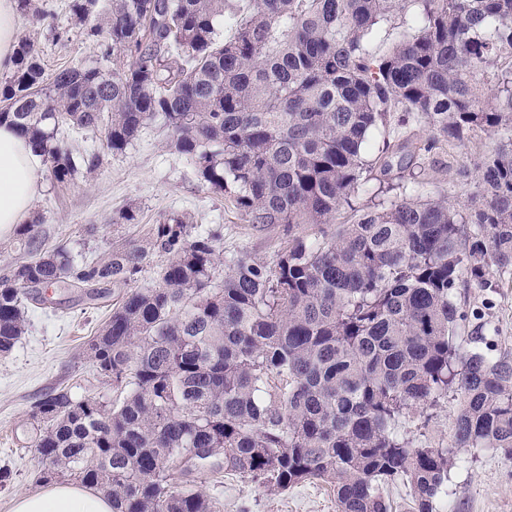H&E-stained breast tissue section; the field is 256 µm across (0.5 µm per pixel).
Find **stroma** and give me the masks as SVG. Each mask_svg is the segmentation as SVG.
<instances>
[{
    "mask_svg": "<svg viewBox=\"0 0 512 512\" xmlns=\"http://www.w3.org/2000/svg\"><path fill=\"white\" fill-rule=\"evenodd\" d=\"M68 0H37L40 16L19 15L18 32L30 36L46 72L83 63L104 69L112 62L101 48L87 42L68 13ZM495 136L478 134L465 145L437 151L428 170L432 195H460L466 179L461 172L487 152ZM133 204L142 222L128 228L113 224L120 208ZM174 212H186L198 228L213 224L224 229L225 254H245L275 262L288 237L287 225L260 228L248 224L228 202L214 197L197 180L191 165L166 147L158 123L141 131L125 154L110 155L92 177L66 188L44 180L32 203V215L42 219L46 245L69 244L78 252L98 255L129 235H144L151 225ZM57 312L32 309L26 329L13 350L0 355V469L11 479L0 487V512H12L18 494L40 491L35 474L39 458L33 446L35 431L30 413L44 393L63 387L76 399L109 401L116 391L96 371L86 355L88 342L108 317V309L84 307L76 294L57 293ZM473 312L456 332L458 343L481 335L493 356H512V276H497L495 288H470L460 296ZM458 403L445 401L429 419L412 423L423 443L447 445ZM198 489L218 498L219 512H337L336 493L324 482H307L281 494L238 476H200ZM438 512H512V461L492 448L455 450L448 470V493L438 501Z\"/></svg>",
    "mask_w": 512,
    "mask_h": 512,
    "instance_id": "stroma-1",
    "label": "stroma"
}]
</instances>
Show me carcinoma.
I'll use <instances>...</instances> for the list:
<instances>
[{
  "mask_svg": "<svg viewBox=\"0 0 512 512\" xmlns=\"http://www.w3.org/2000/svg\"><path fill=\"white\" fill-rule=\"evenodd\" d=\"M99 7L69 0L112 72L48 78L21 36L0 125L65 187L158 122L201 184L288 239L272 264L226 258L221 229L173 213L87 257L44 248L38 218L19 225L28 258L0 271V354L29 306L56 311L43 289L113 297L87 353L119 396L58 388L35 403L37 481L103 491L112 512H217L194 475L227 471L270 493L321 481L338 512H390L383 487L404 478L415 512H436L454 449L511 460L512 361L455 332L469 318L458 290L512 272V0H112L102 22ZM413 7L417 30L375 49L374 31ZM399 113L426 120L424 144L391 135ZM84 130L100 148L60 139ZM480 132L497 144L464 199L425 193L426 154ZM369 181L385 198L354 205ZM114 223H140L139 208ZM156 257L157 281L137 286ZM450 395L448 445L427 446L408 421Z\"/></svg>",
  "mask_w": 512,
  "mask_h": 512,
  "instance_id": "obj_1",
  "label": "carcinoma"
}]
</instances>
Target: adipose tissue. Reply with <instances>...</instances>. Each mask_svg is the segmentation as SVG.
I'll return each mask as SVG.
<instances>
[{"label": "adipose tissue", "instance_id": "obj_1", "mask_svg": "<svg viewBox=\"0 0 512 512\" xmlns=\"http://www.w3.org/2000/svg\"><path fill=\"white\" fill-rule=\"evenodd\" d=\"M42 188L40 161L26 139L14 128L0 126V235L27 220ZM13 512H112V500L93 489L54 483L19 495Z\"/></svg>", "mask_w": 512, "mask_h": 512}]
</instances>
